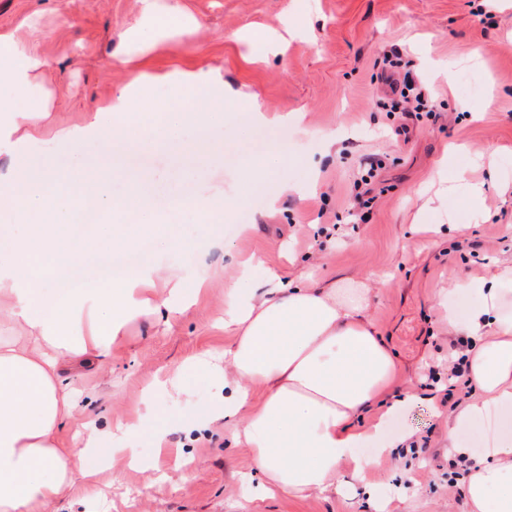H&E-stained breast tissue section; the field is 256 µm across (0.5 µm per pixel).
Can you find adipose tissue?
<instances>
[{
    "mask_svg": "<svg viewBox=\"0 0 512 512\" xmlns=\"http://www.w3.org/2000/svg\"><path fill=\"white\" fill-rule=\"evenodd\" d=\"M38 61L27 58L0 35V78L12 86L10 101L0 103L9 118L0 140L17 131L26 138L39 133L38 112L45 105L33 88ZM182 89L174 101L143 106L130 90H121L116 109L131 114L117 127L93 116L79 130H61L72 148L73 183L59 187L51 158L35 161L16 155L9 182L23 192L0 207V292L20 338H0V512H50L62 492L90 482L115 458V448L95 432L76 434L71 447H59L57 435L77 409L73 386L59 375L62 362L103 363L127 323L147 309L190 306L193 294L175 278H160L149 266L119 271L111 285L90 283L68 291L46 309L37 302L40 289L51 287L68 263H91L99 249L73 244L66 234L85 221L82 201L95 205V219L111 217L105 175L109 156L88 162L81 151L90 139L105 143L129 132L136 148H160L194 120L200 85L196 75H171ZM208 118L228 125L258 123L262 113L230 98L217 81H209ZM39 212L23 237L11 234L12 222ZM110 247L124 246L132 232H150L158 214L147 187L133 183L124 215L112 217ZM451 293L477 292L479 303L465 316L449 313L448 326L468 339V383L475 399L457 404L448 421V454L468 459L465 490L470 512H512V440L489 434L481 458L459 447L458 431L483 419L492 408L512 404V264L491 277L458 278ZM370 289L364 282L341 278L327 285L305 279L281 281L270 273L265 288L230 285L224 299V332L231 338L221 356L204 353L163 382L177 395H190L191 383L205 377L210 404L194 419L171 421L155 429L164 443L170 429L190 431L212 420L235 421V443L248 450L258 474L259 494L279 492L307 498L336 486L339 465L352 448L374 441L377 458L393 455L398 441L382 424L356 426L361 414L393 386L399 364L369 317ZM261 391L252 400L253 391Z\"/></svg>",
    "mask_w": 512,
    "mask_h": 512,
    "instance_id": "obj_1",
    "label": "adipose tissue"
}]
</instances>
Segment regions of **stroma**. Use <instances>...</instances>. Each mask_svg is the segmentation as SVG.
<instances>
[{"instance_id":"1","label":"stroma","mask_w":512,"mask_h":512,"mask_svg":"<svg viewBox=\"0 0 512 512\" xmlns=\"http://www.w3.org/2000/svg\"><path fill=\"white\" fill-rule=\"evenodd\" d=\"M174 1L188 19L185 27L144 45L128 36L147 23L143 0H0V34L42 62L35 84L49 112L43 135L0 141L1 178L19 151L34 158L53 153L68 172L56 131L84 127L145 72L156 77L143 92L153 100L178 98L167 74L213 70L232 96L276 115L302 116L296 126L210 131L206 149L194 127L153 151L128 154L124 142H112L115 205H123L134 178L152 182L162 209L202 184L243 203L215 229L223 248L211 247L203 225L170 211L161 232L118 249L127 266H158L190 289L202 279L205 290L182 314L161 310L132 322L99 368L74 373L85 404L61 427L62 447L87 423L104 431L130 424L122 445L147 467L131 469L116 457L92 487L74 486L56 512H377L382 503L390 512H469L446 445L452 403L474 390L444 380L431 388L422 375L431 363L447 368L452 357L447 287L463 276L490 277L512 260V0H155L161 9ZM256 28L282 33L279 46L264 54L248 47L241 36ZM394 46L436 104L435 119L400 136L392 117L372 105L385 90L376 79L379 61ZM333 134L340 137L336 150L325 152ZM273 142L286 146L285 160L260 178L244 175L243 162L262 158ZM365 154L386 155L390 165L383 174L387 191L363 223L346 208ZM461 172L484 188V220H474L459 196L451 213L429 214L432 228L421 230V207ZM287 185L294 188L288 195ZM451 218L462 229L448 235L440 226ZM248 261L256 284L270 269L322 284L367 281L369 316L402 368L394 388L420 398L388 414L372 408L361 422H382L392 438L411 436L419 454L379 461L369 442L342 463L339 490L262 499L242 492L251 458L233 445L223 422L193 441L171 433L168 448L157 447L139 424L138 397L153 389L161 422L197 416L208 405L205 381L188 398L156 382L193 355L223 352L225 285ZM180 452L191 455L197 477L175 470ZM357 460L366 464L359 480L352 477ZM369 485L375 498L365 493Z\"/></svg>"}]
</instances>
